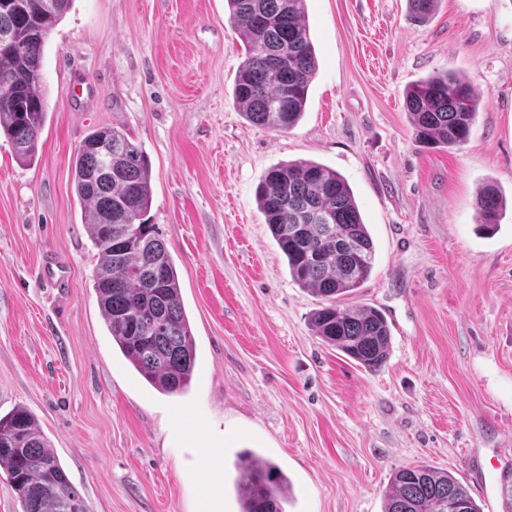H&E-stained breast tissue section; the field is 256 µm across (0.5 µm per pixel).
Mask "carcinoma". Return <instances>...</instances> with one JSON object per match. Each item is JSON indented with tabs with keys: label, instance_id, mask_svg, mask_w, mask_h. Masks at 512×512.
<instances>
[{
	"label": "carcinoma",
	"instance_id": "obj_1",
	"mask_svg": "<svg viewBox=\"0 0 512 512\" xmlns=\"http://www.w3.org/2000/svg\"><path fill=\"white\" fill-rule=\"evenodd\" d=\"M7 0L0 31L20 49L0 65V135L16 158L31 163L47 120L42 53L72 0ZM423 21L437 0H408ZM230 22L245 39L234 98L247 120L286 132L301 120L318 62L306 21V0H227ZM415 136L442 147L464 145L477 115V97L467 80L437 73L406 90ZM109 174L94 178L102 164ZM74 188L83 223L98 250L94 290L112 340L156 390L177 394L189 385L195 342L186 318L176 269L150 221V164L142 146L122 129L89 133L72 157ZM256 201L293 280L322 300L310 320L313 335L360 366L374 370L387 360L391 331L384 316L353 296L368 281L375 255L352 189L335 170L312 160L272 167ZM481 223H499L506 208L501 191L485 185L476 197ZM137 223H130V217ZM239 512H283L288 478L270 461L245 450L235 462ZM0 470L22 512H86L79 491L35 418L24 408L0 417ZM482 512L469 488L452 474L425 463L395 472L383 512Z\"/></svg>",
	"mask_w": 512,
	"mask_h": 512
}]
</instances>
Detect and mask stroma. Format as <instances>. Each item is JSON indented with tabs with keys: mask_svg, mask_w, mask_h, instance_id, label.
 Instances as JSON below:
<instances>
[{
	"mask_svg": "<svg viewBox=\"0 0 512 512\" xmlns=\"http://www.w3.org/2000/svg\"><path fill=\"white\" fill-rule=\"evenodd\" d=\"M318 70L300 122L248 123L245 54L227 0H73L42 56L47 120L33 164L0 138V416L24 407L87 512H238L239 452L290 483L284 512H382L400 468L426 462L506 512L512 479V0H307ZM453 72L478 99L467 143L415 138L405 91ZM116 127L151 167L150 219L195 340L188 390L160 393L108 333L98 256L71 159ZM336 170L375 249L356 301L392 332L371 371L310 330L255 197L268 169ZM506 210L478 224L476 196ZM476 206L482 224H498L506 208V202L496 186L487 184L479 191Z\"/></svg>",
	"mask_w": 512,
	"mask_h": 512,
	"instance_id": "obj_1",
	"label": "stroma"
}]
</instances>
